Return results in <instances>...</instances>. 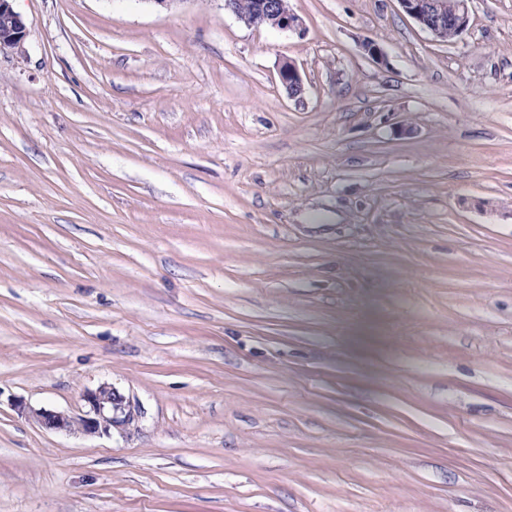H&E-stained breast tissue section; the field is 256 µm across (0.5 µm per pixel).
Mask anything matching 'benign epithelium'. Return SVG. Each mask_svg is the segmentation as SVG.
I'll list each match as a JSON object with an SVG mask.
<instances>
[{
	"instance_id": "obj_1",
	"label": "benign epithelium",
	"mask_w": 512,
	"mask_h": 512,
	"mask_svg": "<svg viewBox=\"0 0 512 512\" xmlns=\"http://www.w3.org/2000/svg\"><path fill=\"white\" fill-rule=\"evenodd\" d=\"M403 11L423 29L440 41L448 40V31L461 36L470 22V0H398ZM224 9L231 11L249 27L280 31H297L303 21L288 6L287 0H255L251 10L241 12L234 0H224ZM27 35L23 17L14 10L12 0H0V54L20 47ZM278 78L289 97L300 100L305 85L294 62L285 61L278 69ZM85 411L78 416L45 408L33 409L15 405L45 431L85 436H110L112 431L124 432L140 417L138 407L110 385H101L83 394Z\"/></svg>"
}]
</instances>
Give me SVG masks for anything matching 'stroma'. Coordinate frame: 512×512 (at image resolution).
Returning <instances> with one entry per match:
<instances>
[{
	"label": "stroma",
	"instance_id": "stroma-1",
	"mask_svg": "<svg viewBox=\"0 0 512 512\" xmlns=\"http://www.w3.org/2000/svg\"><path fill=\"white\" fill-rule=\"evenodd\" d=\"M288 5L14 0L0 512H512V0ZM240 10H247L253 0H235ZM250 12H241L234 0H224V9L231 11L242 23L249 27L268 25L280 31H297L303 21L288 6L286 0H254ZM403 11L440 41L460 37L470 22V0H398ZM455 33L456 38L448 32ZM278 78L289 97L301 100L305 93V85L294 62L284 61L278 69ZM86 410L78 416L45 408L15 405L45 431L85 436H111L113 430L125 432L140 417L139 407L111 385H101L83 394Z\"/></svg>",
	"mask_w": 512,
	"mask_h": 512
}]
</instances>
